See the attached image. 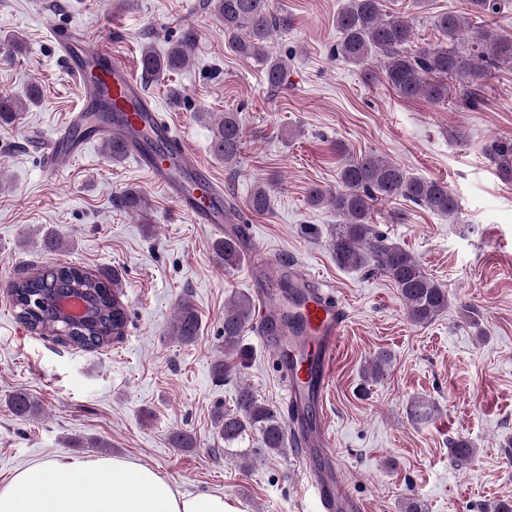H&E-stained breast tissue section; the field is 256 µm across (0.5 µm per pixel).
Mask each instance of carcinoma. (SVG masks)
I'll return each instance as SVG.
<instances>
[{
    "label": "carcinoma",
    "instance_id": "cac0c4a2",
    "mask_svg": "<svg viewBox=\"0 0 512 512\" xmlns=\"http://www.w3.org/2000/svg\"><path fill=\"white\" fill-rule=\"evenodd\" d=\"M209 7L224 22L228 46L243 57L264 65L267 85L279 90L284 85L286 61L268 51L273 36L292 26L288 13L272 12L270 0H209ZM499 0H468L464 14L441 13L433 26L438 41L416 50L411 48L414 29L406 16L385 9V0H346L336 15L339 39L332 56L342 64L365 66L376 61L382 67L386 83L404 99H427L440 102L448 98L447 79L456 80L472 104H477V89L496 71L512 67V34H501L473 23L487 13L498 11ZM198 39L190 25L168 47L157 51L148 44L142 48L139 64L147 79L185 68ZM40 102L39 88L31 84L22 96L0 94V121L10 122L21 112ZM211 149L224 164H235L243 148V124L240 113L228 111L218 115L212 126ZM484 154L498 170H508L512 177V143L491 140ZM339 158L340 189L330 193L319 186L309 189L312 207L328 206L336 211L339 223L330 246L339 266L369 269L380 273L397 288L408 319L420 325L436 320L448 309V291L424 270L419 260L404 247L390 242L373 224L376 205L401 198L434 213L450 218L459 213L456 196L443 181L421 178L392 160L373 153L349 154L336 146ZM126 212L149 221V203L138 189H127L118 198ZM249 211L264 214L271 208L270 187L257 184L246 201ZM213 251L230 268L244 256L241 238L229 233L213 243ZM12 298L16 319L31 331L50 336L55 317L47 310L28 308L27 296L49 294L65 288H80L98 302V321L84 333L71 337L73 345L96 350L120 339L127 322L126 309L120 300L122 284L115 273L107 270L93 274L76 265L58 264L42 268L6 285ZM252 316V299L240 294L224 305V357L213 364L216 377L222 378L247 357L240 347V337ZM200 332L197 312L189 302L182 303L171 325V335L183 343L194 341ZM390 355L379 353L365 371L377 380L389 365ZM7 403L13 415L30 418L39 409L37 401L24 389L9 394ZM219 435L224 446L249 438L255 447L267 453H280L288 446L286 428L270 406L258 400L246 385L240 386L235 407L216 414ZM473 448L459 441L451 448L456 466L468 464Z\"/></svg>",
    "mask_w": 512,
    "mask_h": 512
}]
</instances>
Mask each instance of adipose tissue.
<instances>
[{"mask_svg": "<svg viewBox=\"0 0 512 512\" xmlns=\"http://www.w3.org/2000/svg\"><path fill=\"white\" fill-rule=\"evenodd\" d=\"M0 512H237L223 493L180 492L149 465L55 458L0 487Z\"/></svg>", "mask_w": 512, "mask_h": 512, "instance_id": "ef3b65f1", "label": "adipose tissue"}]
</instances>
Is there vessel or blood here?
<instances>
[{
    "label": "vessel or blood",
    "mask_w": 512,
    "mask_h": 512,
    "mask_svg": "<svg viewBox=\"0 0 512 512\" xmlns=\"http://www.w3.org/2000/svg\"><path fill=\"white\" fill-rule=\"evenodd\" d=\"M55 40L78 83L83 102H90L95 91H104L111 102L113 119L92 122L85 110L72 113L64 135L52 141L47 174H54L84 154L97 139L116 140L135 153L139 167L195 223L212 225L219 233L225 225L246 223V212L229 211L223 186L182 142L179 130L161 116L157 101L145 93L141 82L120 57L106 47L85 40L73 41L66 33L56 34ZM137 130L156 139L177 141L178 148L168 155H156L134 139ZM260 297L267 310V322L258 327L257 333L272 347L277 366L285 377L288 442L314 491L317 512H361L360 501L344 487L334 438L320 410L339 340L349 319L348 309L336 301L333 293L310 290L294 310L302 327V345L296 349L292 346V335L281 332L276 323L282 305L271 292L261 291Z\"/></svg>",
    "instance_id": "1"
}]
</instances>
